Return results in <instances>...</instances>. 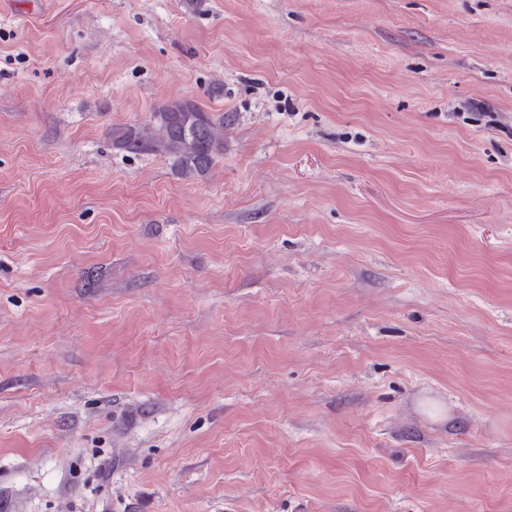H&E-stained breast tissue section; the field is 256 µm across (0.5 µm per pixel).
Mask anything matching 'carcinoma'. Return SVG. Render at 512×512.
Here are the masks:
<instances>
[{"instance_id":"cac0c4a2","label":"carcinoma","mask_w":512,"mask_h":512,"mask_svg":"<svg viewBox=\"0 0 512 512\" xmlns=\"http://www.w3.org/2000/svg\"><path fill=\"white\" fill-rule=\"evenodd\" d=\"M224 123V114L182 99L160 106L143 124L112 128V143L130 153H163L174 174L196 179L224 152Z\"/></svg>"}]
</instances>
